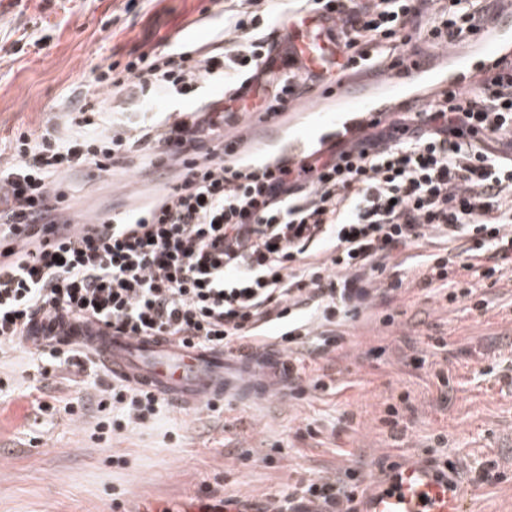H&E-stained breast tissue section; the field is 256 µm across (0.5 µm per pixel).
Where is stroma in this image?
Returning a JSON list of instances; mask_svg holds the SVG:
<instances>
[{
    "label": "stroma",
    "mask_w": 512,
    "mask_h": 512,
    "mask_svg": "<svg viewBox=\"0 0 512 512\" xmlns=\"http://www.w3.org/2000/svg\"><path fill=\"white\" fill-rule=\"evenodd\" d=\"M0 0V141L27 129L66 130L67 106L95 71L131 55L174 45L211 47L225 0ZM224 88L206 83L191 97L171 96L149 110L116 112L135 128L171 122L181 110L222 106ZM327 101L301 100L267 127L258 115L225 116L244 131L245 153L283 152L307 137ZM174 170L136 166L95 179H66L80 211L111 212L161 193ZM473 296L447 301L418 284L391 304L393 324L367 310L343 327L344 342L303 356L304 381L324 376L327 390L292 397L226 398L222 414L168 407L158 420L98 439L100 414L86 405L87 427L63 411L76 397L71 372L39 379L27 348L0 360V512H143L202 499L236 501L242 512H270L289 490L334 479L348 468L379 479L405 458L453 462L471 487L466 512H512V270L496 285L459 271ZM487 307H478V299ZM444 337L436 350L430 337ZM48 410H39V402ZM397 405L401 425L385 424ZM496 468L501 479L483 481Z\"/></svg>",
    "instance_id": "obj_1"
}]
</instances>
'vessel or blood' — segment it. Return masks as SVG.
<instances>
[{
    "mask_svg": "<svg viewBox=\"0 0 512 512\" xmlns=\"http://www.w3.org/2000/svg\"><path fill=\"white\" fill-rule=\"evenodd\" d=\"M493 28L494 38L477 41L475 63L456 58L449 90L472 88L475 73L494 74L501 59H512V16L499 15ZM335 30L334 20L310 13L283 26L280 34L300 69L318 74L335 60ZM431 76L426 63L407 59L387 74L383 93L411 104L409 91L413 84ZM317 95L336 101L335 115L321 132L325 138L355 132L379 111L375 99L359 94L343 79L320 85ZM56 333L59 340L94 358L111 375L149 386L183 410H192L221 394L255 397L270 390L288 389V363L273 346L247 354L211 347L187 348L158 337L118 336L85 324H66L57 327ZM392 483V489L366 492L358 512H464L465 484L453 476L440 475L431 466L402 464L394 471Z\"/></svg>",
    "mask_w": 512,
    "mask_h": 512,
    "instance_id": "b4317fda",
    "label": "vessel or blood"
}]
</instances>
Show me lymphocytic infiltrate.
Here are the masks:
<instances>
[{"instance_id":"f902f5d3","label":"lymphocytic infiltrate","mask_w":512,"mask_h":512,"mask_svg":"<svg viewBox=\"0 0 512 512\" xmlns=\"http://www.w3.org/2000/svg\"><path fill=\"white\" fill-rule=\"evenodd\" d=\"M319 12L340 21L350 72L375 71L406 55L466 45L491 30L484 0H229L219 53L144 51L108 66L85 86L72 131L18 132L0 158V355L28 332L93 320L119 334L177 336L190 346L227 350L280 346L298 356L309 342L330 350L350 314L400 295L398 257L426 239L455 244L420 263L424 287L443 291L463 269L488 280L512 265V67L490 89L447 90L422 110L401 107L357 134L316 148L300 162L260 163L239 154L242 137L206 147L222 117L201 106L136 131L97 130L103 104L122 112L170 94L187 95L221 78L224 101L261 121L333 81L284 65L271 46L285 20ZM424 34L412 46L411 33ZM133 157L177 166L174 184L140 205L68 225L60 213L61 174H108ZM166 401L116 382L101 389L99 411L127 423L156 418ZM362 478L347 469L289 492L279 512H356Z\"/></svg>"}]
</instances>
